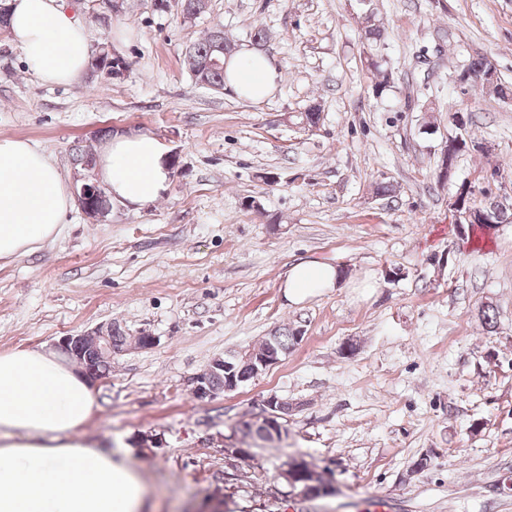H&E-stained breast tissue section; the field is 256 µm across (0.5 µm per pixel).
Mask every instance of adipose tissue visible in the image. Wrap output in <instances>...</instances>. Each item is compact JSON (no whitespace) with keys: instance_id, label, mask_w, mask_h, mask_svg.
I'll return each mask as SVG.
<instances>
[{"instance_id":"obj_1","label":"adipose tissue","mask_w":512,"mask_h":512,"mask_svg":"<svg viewBox=\"0 0 512 512\" xmlns=\"http://www.w3.org/2000/svg\"><path fill=\"white\" fill-rule=\"evenodd\" d=\"M5 28L27 71L45 85H73L91 64L94 34L65 0H0ZM226 84L259 101L271 94L272 60L242 49L225 61ZM101 174L114 203L146 206L161 195L168 165L157 139L117 132L104 146ZM72 197L34 144L0 137V260L54 238ZM329 262H295L283 283L289 303L335 288ZM94 409L91 384L72 364L41 348L0 352V512H140L145 487L116 454L78 435Z\"/></svg>"}]
</instances>
